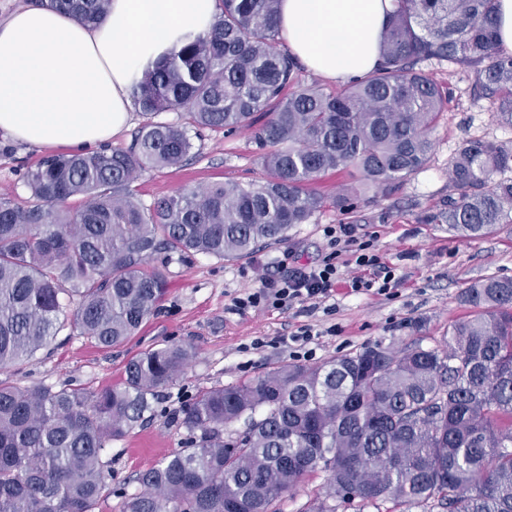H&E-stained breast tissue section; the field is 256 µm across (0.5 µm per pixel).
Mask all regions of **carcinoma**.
<instances>
[{"label":"carcinoma","mask_w":512,"mask_h":512,"mask_svg":"<svg viewBox=\"0 0 512 512\" xmlns=\"http://www.w3.org/2000/svg\"><path fill=\"white\" fill-rule=\"evenodd\" d=\"M86 23L110 0H39ZM280 0H218L211 29L132 92L146 117L128 150L50 154L26 175L32 202L0 198V370L31 360L66 326L108 348L165 294L152 261L241 258L286 240L326 198L321 175L347 171L336 208L394 190L431 161L428 131L448 94L421 64L474 69L497 123L512 128V56L495 53L497 0H397L381 61L334 94L296 81L276 49ZM183 111L189 126L154 122ZM249 133L266 177L186 188L143 204L132 184L182 166L190 129ZM512 144L468 140L448 163L434 220L464 237L512 224ZM81 197L75 210L63 207ZM467 315L433 347L375 345L314 365L283 364L199 392L178 418L185 447L139 472L121 512H269L310 472L324 493L301 512H512V278L462 293ZM195 351L152 347L122 384L94 392L0 381V512H95L112 478L103 454L145 420ZM244 433L224 436L239 420Z\"/></svg>","instance_id":"obj_1"}]
</instances>
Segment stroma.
I'll list each match as a JSON object with an SVG mask.
<instances>
[{
  "label": "stroma",
  "mask_w": 512,
  "mask_h": 512,
  "mask_svg": "<svg viewBox=\"0 0 512 512\" xmlns=\"http://www.w3.org/2000/svg\"><path fill=\"white\" fill-rule=\"evenodd\" d=\"M423 68L448 88L451 98L429 133L432 160L394 192L377 195L358 209L370 219L363 233L377 234L381 253L406 276L394 296L355 294L341 285L331 299L335 311L330 315L299 304L245 315L229 312L233 298L250 291L262 275L282 269L291 259L304 264L326 255L324 228L346 220L332 203L346 176L330 172L317 184L327 204L308 223L292 226L285 243L259 248L243 258L175 257L162 265L167 292L156 312L123 343L102 348L64 330L33 361L0 373V379L21 386L45 383L96 390L121 383L129 359L151 347L166 342L193 347L195 359L161 393L154 415L108 443L103 458L111 463L112 479L96 512H120L124 495L138 489L133 475L184 447L188 434L177 415L199 391L244 383L285 363L316 364L375 343L396 349L414 343L434 346L451 321L465 316L459 303L464 288L486 276L512 277V224L468 238L432 220L448 197V163L458 149L472 138L512 140V131L494 120L473 71L434 61ZM44 154V149L16 143L0 132V198L27 204L31 193L25 175ZM263 178L246 133L207 130L182 167L146 173L133 189L148 204L188 187ZM304 325L316 333L307 355L294 353L281 342Z\"/></svg>",
  "instance_id": "1"
}]
</instances>
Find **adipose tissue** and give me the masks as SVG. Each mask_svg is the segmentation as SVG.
<instances>
[{"label": "adipose tissue", "instance_id": "obj_1", "mask_svg": "<svg viewBox=\"0 0 512 512\" xmlns=\"http://www.w3.org/2000/svg\"><path fill=\"white\" fill-rule=\"evenodd\" d=\"M395 0H281L279 35L289 52L331 81L360 78L380 61ZM217 0H111L89 26L27 5L0 18V130L32 147L111 140L131 119L145 70L207 32Z\"/></svg>", "mask_w": 512, "mask_h": 512}]
</instances>
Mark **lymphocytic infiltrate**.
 <instances>
[{"label":"lymphocytic infiltrate","mask_w":512,"mask_h":512,"mask_svg":"<svg viewBox=\"0 0 512 512\" xmlns=\"http://www.w3.org/2000/svg\"><path fill=\"white\" fill-rule=\"evenodd\" d=\"M323 233L329 252L321 261L262 277L252 291L234 298L232 311L242 315L261 307H316L331 299L343 280L352 292L374 296L390 295L403 283L396 265L380 253L376 236L359 234L353 224H330Z\"/></svg>","instance_id":"1"}]
</instances>
